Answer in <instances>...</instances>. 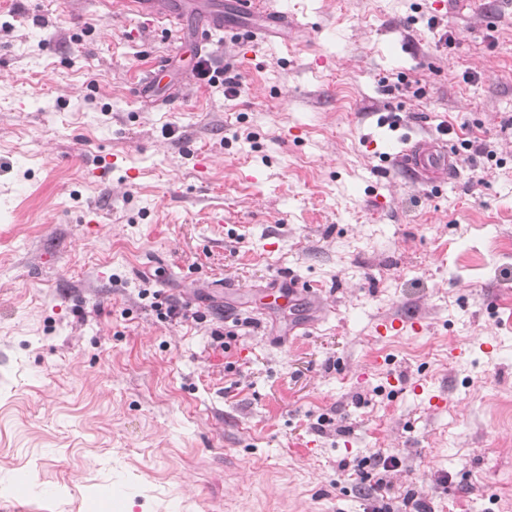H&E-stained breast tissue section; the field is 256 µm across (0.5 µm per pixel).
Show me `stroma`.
Wrapping results in <instances>:
<instances>
[{
  "label": "stroma",
  "mask_w": 512,
  "mask_h": 512,
  "mask_svg": "<svg viewBox=\"0 0 512 512\" xmlns=\"http://www.w3.org/2000/svg\"><path fill=\"white\" fill-rule=\"evenodd\" d=\"M235 2L0 0V512H371L387 455L393 512H512V0ZM439 135L496 156L426 187ZM110 13L113 9H122L133 13L149 16L156 20H166L171 33L175 32L180 23V16L166 0H112L106 1ZM264 2L261 0H237L235 2L237 12L241 16L262 18L263 24L242 29L250 41L258 35L278 36L283 33L281 28L284 22L288 24V16L284 12L271 10L268 6L263 5ZM207 60L203 58H199L194 66V71L196 73V76L200 80H207L209 83H216L219 78H221L222 83H224L225 88H227V91L231 93L236 92V88L240 85L239 83V75L238 74H231L228 73V71H220L216 70L213 71L208 65ZM224 76V78H223ZM456 150L448 147L447 140H421L414 142L404 152L407 165L420 177L422 183L436 188L448 176Z\"/></svg>",
  "instance_id": "1"
}]
</instances>
